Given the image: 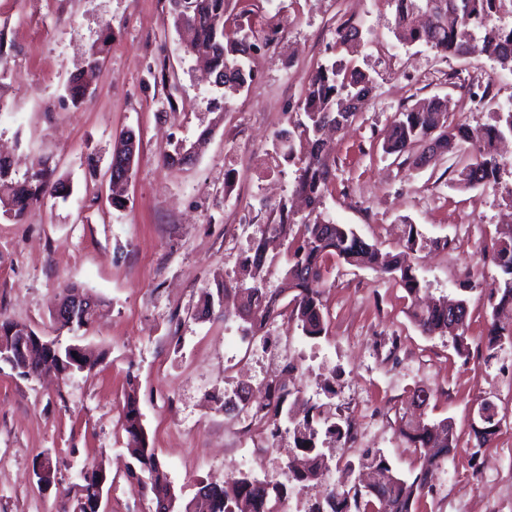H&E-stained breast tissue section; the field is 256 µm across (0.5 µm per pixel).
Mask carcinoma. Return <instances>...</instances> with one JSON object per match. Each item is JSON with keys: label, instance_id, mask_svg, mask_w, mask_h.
<instances>
[{"label": "carcinoma", "instance_id": "obj_1", "mask_svg": "<svg viewBox=\"0 0 512 512\" xmlns=\"http://www.w3.org/2000/svg\"><path fill=\"white\" fill-rule=\"evenodd\" d=\"M240 0H168L173 27L183 43L185 55L204 61L211 67L213 85L224 89L223 101L213 99L209 110L222 112L229 100L246 83L244 58L249 50L246 31L253 25L249 10L236 11ZM395 6L393 34L405 46L424 44L437 53L458 60L476 54L502 68L512 69V27L496 23L504 14L512 15V0H386ZM346 32L334 39L330 46L333 60L321 64L315 79L308 84L303 98L297 104L299 118L292 130L303 157L297 165L296 191L304 195L311 207L307 216L295 220L287 204L277 208L273 221L281 236L295 232L297 244L289 245L287 268L281 285L270 289L261 275L264 265V243L258 240L253 257L242 264V276L235 279L232 290L244 295L246 303L238 313L249 327L242 339L249 342L282 316L293 319L302 335L316 339L326 332L328 312L322 303L324 290L331 287L328 262H339L365 267L395 281L411 298V317L425 336L454 334L458 353L467 350L465 329L454 330L448 316V299L432 300L417 305L422 285L406 256L383 253L374 244L362 239L346 224L336 223L323 209V199L329 191L332 175V140L330 131L339 133L350 126L358 115L355 99L366 98L372 89L373 78L363 70L355 58L346 57L361 46L359 26L347 21ZM76 106L85 99L81 75L71 78L67 87ZM512 138V102L499 104L491 112V121L472 127L449 116L448 101L431 97L404 107L381 134L386 155L395 157L402 165L416 168L430 164L443 155L457 157L467 154V163L458 171L455 185L459 189H477L499 184L503 162L496 145ZM122 147L123 153L137 157L139 142L132 131L123 132L113 147ZM66 184L53 179V173L43 162H38L23 177H17L10 161L0 157V214L21 222L46 196L61 195ZM482 257L498 270L492 288L495 303L487 322L483 342L488 358L499 351L512 348V225L496 227L491 250L481 249ZM291 294L281 304L285 294ZM37 335L25 325L0 315V340L9 335ZM290 392L274 382L266 384V397L254 406L255 414L276 428L281 423L292 425L295 447L301 450L300 465L289 463L284 467L287 480L304 487L317 485L328 471L327 457L317 447L318 433L311 422L299 424L284 408ZM123 426L127 434V449L139 465L141 474L151 485L155 497L166 496L173 486L161 462L149 447L135 390L125 394ZM498 430V422L485 420L475 429L478 446L489 442ZM399 433L420 454V467L408 480L399 476L386 457L378 451L366 452L359 466L377 473L376 482L364 489L339 485L325 494L328 512H414L418 500L428 488V478L435 469L445 465L457 438L451 420L445 418L432 423L415 424L403 420ZM99 468L84 476L79 499L88 503L96 496ZM209 490L202 498H193L183 504L182 512H268L270 497L282 500L284 489L255 483V478L241 472L224 484H205Z\"/></svg>", "mask_w": 512, "mask_h": 512}]
</instances>
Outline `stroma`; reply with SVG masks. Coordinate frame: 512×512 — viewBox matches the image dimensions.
<instances>
[{"instance_id":"35a3bbf8","label":"stroma","mask_w":512,"mask_h":512,"mask_svg":"<svg viewBox=\"0 0 512 512\" xmlns=\"http://www.w3.org/2000/svg\"><path fill=\"white\" fill-rule=\"evenodd\" d=\"M252 9L280 11L289 37L311 50L298 69L274 58L254 60L262 78L227 109H205L214 88L185 57L168 0H0V153L18 173L45 160L67 180V198H46L24 221L0 217V313L64 345L103 352L93 370L27 378L0 362V512H73L81 470L104 465V512H154L149 486L129 471L122 406L135 391L148 442L183 500L199 484L223 483L244 471L282 484L281 464L254 447L240 419L224 411L235 376L271 379L260 348L239 345L235 363L225 339L240 322L222 311L190 316L203 288L238 274L243 253L265 216L250 154L295 121L303 76L329 60L316 51L330 40L344 0H250ZM366 46L360 66L374 90L356 121L337 137L333 179L323 209L381 250H403L409 228L418 231L411 257L428 295L465 298L468 350L458 355L451 336L421 334L408 316L403 288L368 268L331 262L322 301L326 336L305 338L294 323L277 320L267 336L289 352L312 349L319 359L289 378V389L313 399L314 424L337 423L368 436L405 478L419 455L397 428L415 389L432 394L427 421L450 418L459 447L417 503V512H512V379L505 361L486 357L481 336L490 317L497 276L481 246L495 228L512 224L504 198L512 185V155L498 188L458 190L448 161L416 169L398 165L381 148V131L395 112L432 96L456 100L460 88L445 76L456 70L490 72L496 101L512 100V70L481 57L442 58L423 45H401L392 33L386 0H359ZM112 38L102 72L82 105L66 92L104 28ZM166 61L179 85L183 111L162 112L167 87L148 74ZM212 127L195 159L170 167L174 140L196 141ZM133 130L140 153L124 191L110 202L107 168L115 138ZM237 158L235 184L224 163ZM475 288H468V281ZM91 288L102 300L97 319L78 332L57 331L52 314L64 290ZM491 401L504 424L485 447L472 425L481 402ZM57 466L50 486L34 469L44 455Z\"/></svg>"}]
</instances>
